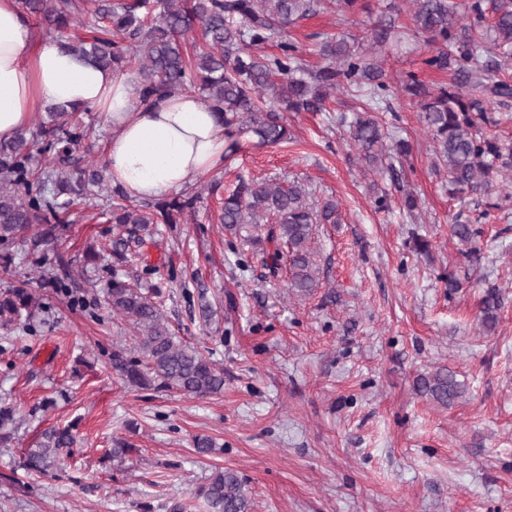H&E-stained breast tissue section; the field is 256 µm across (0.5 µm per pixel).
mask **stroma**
Returning <instances> with one entry per match:
<instances>
[{"label": "stroma", "mask_w": 512, "mask_h": 512, "mask_svg": "<svg viewBox=\"0 0 512 512\" xmlns=\"http://www.w3.org/2000/svg\"><path fill=\"white\" fill-rule=\"evenodd\" d=\"M413 11V0H358L355 11H320L288 36L314 67L323 37L364 42L392 17L400 39L377 50L392 106L383 120L411 145L397 173L419 196L416 209L389 177L355 162L340 121L353 119L356 102L339 91L326 111L289 113L288 143L243 144L193 180L186 190L202 199L187 223L160 225L125 266L161 290L177 335L223 366L221 395L142 389L113 370V351L135 353L136 338L104 301L112 256L85 258L113 239L92 203L74 205L39 254L0 246L11 256L0 293L26 279L45 306L0 329V406L14 410L0 444V512H168L173 495L218 468L243 479L251 512H512V172L449 197L401 81L413 74L434 88L452 73L426 65L429 36ZM241 176L295 180L313 203L339 201L340 223L315 238L321 279L311 294L272 279L248 245L225 237L224 193ZM384 191L385 212L374 204ZM476 217L480 251L470 254L449 226ZM492 288L502 306L490 331L480 308ZM441 367L465 388L446 408L415 389ZM67 426L76 443L62 467L27 473L26 449ZM199 436L214 441L212 452H196ZM118 439L135 446L123 460L108 455Z\"/></svg>", "instance_id": "obj_1"}]
</instances>
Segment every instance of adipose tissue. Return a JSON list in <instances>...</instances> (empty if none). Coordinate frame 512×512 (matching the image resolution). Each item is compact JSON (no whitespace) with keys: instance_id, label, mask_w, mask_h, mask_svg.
Masks as SVG:
<instances>
[{"instance_id":"1","label":"adipose tissue","mask_w":512,"mask_h":512,"mask_svg":"<svg viewBox=\"0 0 512 512\" xmlns=\"http://www.w3.org/2000/svg\"><path fill=\"white\" fill-rule=\"evenodd\" d=\"M50 104L104 116L109 178L133 197L168 196L224 164V118L211 102L191 92L143 98L130 73L39 37L18 0H0V140Z\"/></svg>"}]
</instances>
